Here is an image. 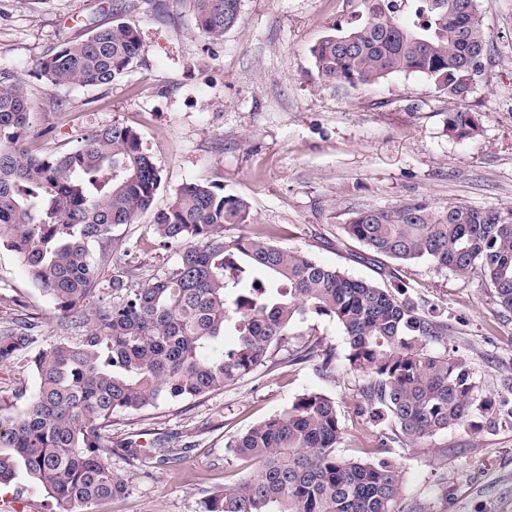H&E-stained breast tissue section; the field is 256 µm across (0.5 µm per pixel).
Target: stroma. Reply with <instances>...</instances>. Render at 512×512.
Returning <instances> with one entry per match:
<instances>
[{
  "label": "stroma",
  "instance_id": "1",
  "mask_svg": "<svg viewBox=\"0 0 512 512\" xmlns=\"http://www.w3.org/2000/svg\"><path fill=\"white\" fill-rule=\"evenodd\" d=\"M475 5L490 55L463 103L419 74L356 88L321 78L312 47L363 21L362 0H242L239 23L220 40L199 32L191 0H0V71L25 79L39 130L25 140L27 151L59 153L101 127H133L161 171L155 209L189 182L243 197L254 230H276L280 246L401 288L435 310L448 325L442 346L449 356L485 392L501 394L512 378V313L500 311L490 285L428 261L383 276L376 257L344 231L359 209L416 201L512 210V0ZM118 17L140 34L132 68L100 86L50 89L35 77L38 59ZM462 106L479 114L481 127L458 141L444 121ZM116 235L109 271L130 272L132 286L176 260L154 233L152 211ZM25 317L44 338L60 336L51 300L0 247V329ZM295 330L314 333L336 353L335 376L311 362L289 363L283 349L223 390L114 416L104 432L108 461L130 490L92 512H203L209 490L252 469L230 454L228 442L310 390L335 397L343 454L367 447L377 430L353 416L360 380L345 363L336 320L310 317ZM35 387L25 360L0 366V408L20 411ZM160 445L172 449L173 462L159 461ZM392 458L404 470L405 496L426 501L431 512H512V424L451 430L418 447H393Z\"/></svg>",
  "mask_w": 512,
  "mask_h": 512
}]
</instances>
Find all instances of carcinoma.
<instances>
[{"mask_svg":"<svg viewBox=\"0 0 512 512\" xmlns=\"http://www.w3.org/2000/svg\"><path fill=\"white\" fill-rule=\"evenodd\" d=\"M471 0H364L366 19L313 48L322 78L371 85L421 74L464 102L483 75L484 28ZM195 23L221 39L241 17V0H192ZM138 30L117 19L60 45L34 64L52 89L99 86L138 62ZM23 77L0 72V245L15 252L48 296L61 328L79 336L49 342L20 320L0 330V365L31 351L37 385L18 413L0 409V485L20 477L44 489L61 512H91L129 492L103 456L112 416L223 389L288 346L291 362L316 359L336 373V354L296 337V321L329 316L340 326L350 371L361 378L359 422L387 423L362 455L341 454L336 400L317 390L228 444L254 471L210 491L204 512H428L404 495L390 443L417 447L482 418L512 420L511 397L483 394L470 369L434 348L448 326L394 288L347 276L247 232L248 202L211 183L183 184L154 213L155 233L177 248L173 266L137 288L109 274L114 232L150 210L161 172L132 127L112 124L85 143L48 156L26 153L34 132ZM473 112H450L448 135L470 139ZM244 230L224 238V225ZM346 233L398 263L429 261L457 274L477 271L496 304L512 312V211L418 201L353 213ZM260 272L264 279L254 274ZM260 286H255V283ZM238 343L224 348V335Z\"/></svg>","mask_w":512,"mask_h":512,"instance_id":"cac0c4a2","label":"carcinoma"}]
</instances>
